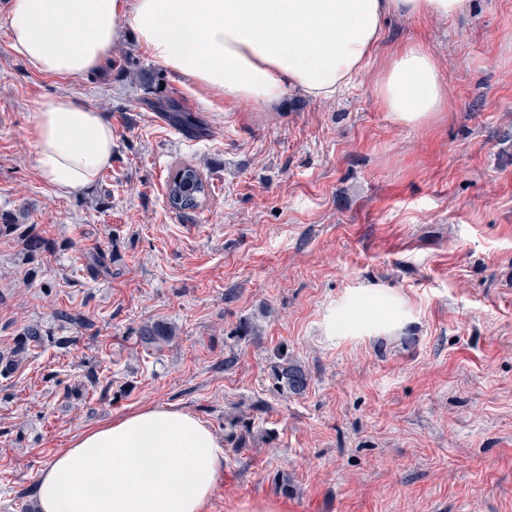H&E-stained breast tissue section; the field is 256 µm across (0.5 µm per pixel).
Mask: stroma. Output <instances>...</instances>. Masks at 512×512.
Returning <instances> with one entry per match:
<instances>
[{
    "mask_svg": "<svg viewBox=\"0 0 512 512\" xmlns=\"http://www.w3.org/2000/svg\"><path fill=\"white\" fill-rule=\"evenodd\" d=\"M10 6L0 512H34L40 471L86 429L169 404L219 437L234 416L253 423L245 447L225 444L204 512L259 498L287 512H512V0L387 16L360 79L270 108L199 90L129 32L96 73L37 72L9 47ZM410 43L448 90L420 126L373 92ZM60 95L113 130L111 167L67 195L37 171L29 133ZM168 100L201 131L155 110ZM187 163L210 193L179 212L165 185ZM155 322L170 342H141ZM30 327L41 339L22 344ZM278 349L307 371L305 393L277 390Z\"/></svg>",
    "mask_w": 512,
    "mask_h": 512,
    "instance_id": "stroma-1",
    "label": "stroma"
}]
</instances>
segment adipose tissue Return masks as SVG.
I'll use <instances>...</instances> for the list:
<instances>
[{
  "label": "adipose tissue",
  "mask_w": 512,
  "mask_h": 512,
  "mask_svg": "<svg viewBox=\"0 0 512 512\" xmlns=\"http://www.w3.org/2000/svg\"><path fill=\"white\" fill-rule=\"evenodd\" d=\"M470 0H12L10 47L39 72L77 77L110 55L121 27L152 58L201 90L256 104L289 89L318 100L363 71L386 14L448 18ZM387 112L420 125L448 108L433 56L394 53L375 84ZM38 172L61 194L91 185L112 164V126L59 96L31 117ZM224 465V444L201 419L149 406L75 437L41 471L40 512H203Z\"/></svg>",
  "instance_id": "1"
}]
</instances>
